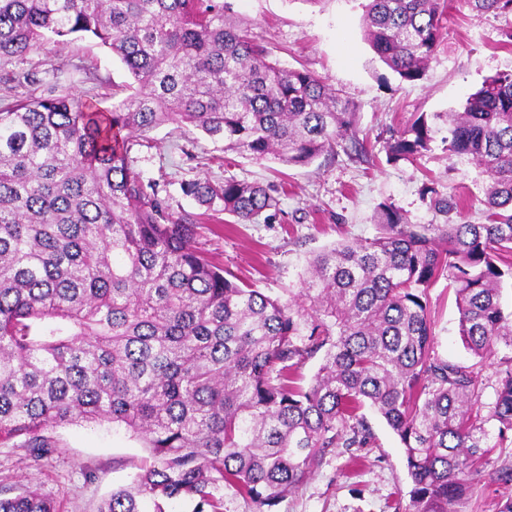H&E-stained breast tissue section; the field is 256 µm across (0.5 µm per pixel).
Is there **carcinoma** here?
I'll return each instance as SVG.
<instances>
[{"label": "carcinoma", "instance_id": "obj_1", "mask_svg": "<svg viewBox=\"0 0 512 512\" xmlns=\"http://www.w3.org/2000/svg\"><path fill=\"white\" fill-rule=\"evenodd\" d=\"M484 12L512 0H463ZM445 0H367L364 39L402 82L424 78ZM90 36L134 81L104 113L70 95L0 109V445L38 463L63 425H110L143 440L150 462L97 512H224V488L271 512L329 448H365L359 411L404 448L405 512H464L493 448L512 446V73L484 80L448 113V156L486 177V222L453 192L424 187L430 224L393 202L378 232L314 254L283 300L205 259L197 220L173 210L132 164V137L175 122L255 161L307 166L349 142L366 150L356 108L322 76L269 59L224 0H0V57L44 39ZM425 113L384 141L389 163L431 152ZM184 194L240 224L270 222L278 189L226 177ZM455 294L459 334L479 362L497 357L493 400L473 366L434 348L429 288ZM319 368L307 387L294 376ZM0 512H58L40 485L0 486Z\"/></svg>", "mask_w": 512, "mask_h": 512}]
</instances>
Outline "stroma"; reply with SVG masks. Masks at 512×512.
<instances>
[{
    "mask_svg": "<svg viewBox=\"0 0 512 512\" xmlns=\"http://www.w3.org/2000/svg\"><path fill=\"white\" fill-rule=\"evenodd\" d=\"M232 17L284 68L325 77L356 106L368 152L350 158L327 153L305 167L254 161L225 151L224 142L197 130L167 123L137 136L131 151L144 181L167 190L174 210L199 214L195 244L209 260L261 292L287 297L300 287L309 258L337 242L376 233L378 207L394 202L414 224L433 219L420 192L426 178L460 195L467 221L483 220L479 203L485 180L469 157L449 156L442 140L421 164L387 163L381 141L414 114L442 116L460 111L484 79L512 73V13H492L448 0L447 19L429 69L420 81H400L363 38V0H224ZM132 78L121 60L98 40L45 42L23 57L0 58V107L35 93L66 91L98 109H111L130 92ZM235 177L284 187L280 211L271 223L237 224L224 213L204 214L181 186L196 180ZM435 322V350L465 365L474 357L458 333V311L447 281L429 290ZM375 440L368 448H331L320 466L274 512H391L410 479L398 437L372 409L364 408ZM55 453L33 465L21 448L0 446V483L35 481L61 512H95L112 490L128 485L149 455L142 440L111 427L63 426L53 432ZM512 465V447L495 449L479 478L466 512H496L512 496V482L498 469ZM96 469L88 481L84 467Z\"/></svg>",
    "mask_w": 512,
    "mask_h": 512,
    "instance_id": "1",
    "label": "stroma"
}]
</instances>
